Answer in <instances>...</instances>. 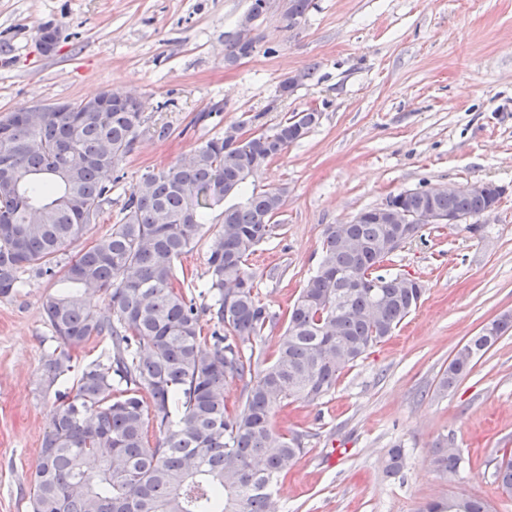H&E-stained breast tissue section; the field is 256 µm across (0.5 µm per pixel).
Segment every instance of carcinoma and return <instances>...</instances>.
Wrapping results in <instances>:
<instances>
[{"mask_svg":"<svg viewBox=\"0 0 512 512\" xmlns=\"http://www.w3.org/2000/svg\"><path fill=\"white\" fill-rule=\"evenodd\" d=\"M112 107L88 112L9 113L0 119V296L32 273L63 284L43 310L58 346L47 355L40 383L54 408L34 472L30 512H280L276 487L303 452L300 436L277 431L273 414L295 401L313 403L335 388L341 373L390 336L416 309L424 289L404 286L384 263L398 234L415 239L421 224L354 218L326 225L315 274L288 310L273 360L254 344L279 315L258 300L248 271L254 248L280 224L287 189L246 191L321 113L297 112L270 132L251 133L235 147L214 137L184 165L171 162L132 186L112 230L66 262L64 248L97 223L111 203L118 167L137 144L143 121L110 91ZM504 188L433 196L427 204L479 218ZM207 251L209 278L198 305L175 273L205 228L206 212L229 197ZM105 304L93 308L94 296ZM214 329L201 340L200 316ZM512 331L507 311L457 350L439 383L446 391ZM109 342L105 359L87 364L72 386L74 352L91 337ZM238 380L245 399L230 410L224 383ZM158 436L148 438V423ZM463 458L436 444L432 463L445 478ZM405 453L389 449L385 471L400 474ZM501 494L512 497V455L495 462ZM471 497L439 498L420 512H490Z\"/></svg>","mask_w":512,"mask_h":512,"instance_id":"carcinoma-1","label":"carcinoma"}]
</instances>
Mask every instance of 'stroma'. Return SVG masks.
<instances>
[{"instance_id": "obj_1", "label": "stroma", "mask_w": 512, "mask_h": 512, "mask_svg": "<svg viewBox=\"0 0 512 512\" xmlns=\"http://www.w3.org/2000/svg\"><path fill=\"white\" fill-rule=\"evenodd\" d=\"M250 3L0 0V115L113 88L142 104L146 132L120 165L112 202L66 256L110 231L144 173L188 159L230 124L269 130L308 109L318 124L256 181L287 190L278 235L248 259L255 293L280 316L316 271L326 225L404 190L503 186L480 233L429 224L396 253L389 269L424 286L416 310L326 396L291 403L271 422L304 442L280 484L283 512H418L448 496L512 512L492 478L512 451V332L454 388H439L454 351L512 311V0H312L294 25L288 0H270L252 24L255 51L232 63L226 39ZM45 25L59 30L49 56L37 42ZM309 69L313 78L281 92ZM160 126L168 138L153 135ZM57 287L28 276L0 297V512H29L53 409L39 388L57 345L43 304ZM443 439L464 460L448 480L431 463ZM396 445L407 465L390 476Z\"/></svg>"}]
</instances>
